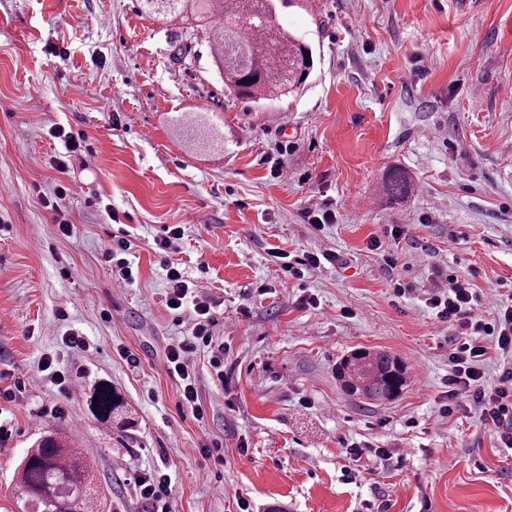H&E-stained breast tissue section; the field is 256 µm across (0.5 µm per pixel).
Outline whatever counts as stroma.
I'll return each mask as SVG.
<instances>
[{"label": "stroma", "mask_w": 512, "mask_h": 512, "mask_svg": "<svg viewBox=\"0 0 512 512\" xmlns=\"http://www.w3.org/2000/svg\"><path fill=\"white\" fill-rule=\"evenodd\" d=\"M276 20L313 67L298 93L254 102L225 89L185 24L139 0H0V387L29 384L0 409V512H14V472L50 429L90 463L99 512H146L129 478L153 470L172 478L170 512H240L241 499L251 512H512V449L468 408L442 413L456 331L426 304L449 275L473 283L479 314L512 304V0H289ZM193 112L219 115L223 146L180 135L174 116ZM56 124L86 135L90 165L55 169ZM394 172L405 197L384 190ZM66 179L79 184L70 237L42 205ZM315 203L335 223L305 224ZM173 224L184 234L160 256L154 239ZM396 224L409 228L397 244ZM121 231L131 284L101 261ZM373 236L395 244L396 267ZM325 250L336 263L303 279L282 269V256ZM167 259L220 302L224 377L198 354L199 420L164 368L186 336L166 306ZM72 332L93 350L66 348ZM359 349L405 362L397 399L343 391L336 365ZM48 363L80 369L75 394ZM99 380L132 429L91 414ZM54 405L63 416L38 418ZM353 445L391 458H353Z\"/></svg>", "instance_id": "obj_1"}]
</instances>
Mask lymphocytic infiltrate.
Segmentation results:
<instances>
[{
  "label": "lymphocytic infiltrate",
  "instance_id": "f902f5d3",
  "mask_svg": "<svg viewBox=\"0 0 512 512\" xmlns=\"http://www.w3.org/2000/svg\"><path fill=\"white\" fill-rule=\"evenodd\" d=\"M169 283L166 305L183 314L190 331L182 342L165 353V367L170 376L180 381V399L195 418H202L204 407L199 398L195 358L201 348L211 346L214 336L216 300L199 293L189 284L177 263L164 264ZM479 296L470 281L449 278L448 287L429 298L437 317L455 325L459 344L449 356V400L469 401L483 424L500 431L505 447H512V368L506 369L496 383L485 385L483 365L488 349L484 338H492L497 350L512 354V305H497L491 316L475 314Z\"/></svg>",
  "mask_w": 512,
  "mask_h": 512
}]
</instances>
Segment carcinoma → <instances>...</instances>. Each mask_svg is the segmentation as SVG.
Here are the masks:
<instances>
[{
  "label": "carcinoma",
  "mask_w": 512,
  "mask_h": 512,
  "mask_svg": "<svg viewBox=\"0 0 512 512\" xmlns=\"http://www.w3.org/2000/svg\"><path fill=\"white\" fill-rule=\"evenodd\" d=\"M146 12L164 19L193 18L202 25L203 39L224 86L240 98L278 99L300 89L302 75L310 72L311 47L275 22L271 0H141ZM199 34L192 32L194 39ZM175 122L192 135L208 130V142L221 139L218 125L205 115ZM385 190L394 197L409 193L400 175L387 180ZM338 377L345 391L370 403H385L400 395L407 384V368L385 350H361L344 359ZM93 414L110 421L123 407L112 385L97 384L89 396ZM17 498L28 512H93L96 490L91 467L73 441L47 431L18 465Z\"/></svg>",
  "instance_id": "1"
}]
</instances>
